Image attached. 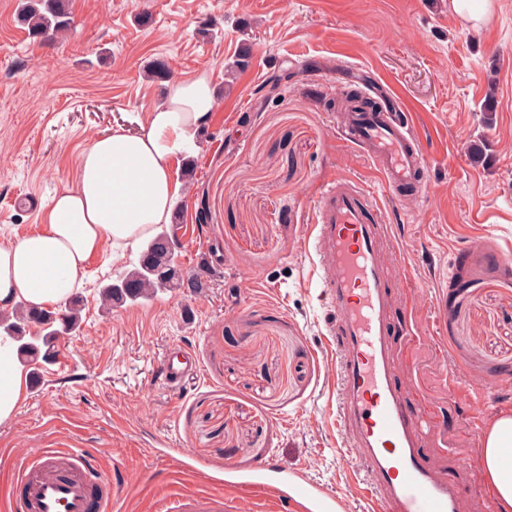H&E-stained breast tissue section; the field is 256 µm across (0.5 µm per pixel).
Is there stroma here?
I'll return each instance as SVG.
<instances>
[{
  "label": "stroma",
  "mask_w": 512,
  "mask_h": 512,
  "mask_svg": "<svg viewBox=\"0 0 512 512\" xmlns=\"http://www.w3.org/2000/svg\"><path fill=\"white\" fill-rule=\"evenodd\" d=\"M18 4L0 0L1 242L40 228L92 138L137 128L172 81L208 72L216 108L194 151L171 160L176 179L194 168L170 226L184 271L208 259L205 288L111 307L102 287L142 247L107 243L90 259L80 331L59 338L0 425V512L20 462L48 448L85 449L118 474L119 512L217 493L224 512H294L272 490L224 486L225 465L247 475L270 458L342 497L343 512H369L336 422L335 350L305 246L312 205L337 176L377 190L403 244L390 341L402 349L408 322L425 336L409 404L440 410L447 427L424 452L484 484L482 434L512 413V278L489 262L512 254V0H491L480 23L448 0H68L71 29L50 42L29 35ZM156 59L168 78L145 77ZM350 92L409 111L423 186L381 192L373 162L336 129ZM180 347L201 363L188 390L159 376Z\"/></svg>",
  "instance_id": "obj_1"
}]
</instances>
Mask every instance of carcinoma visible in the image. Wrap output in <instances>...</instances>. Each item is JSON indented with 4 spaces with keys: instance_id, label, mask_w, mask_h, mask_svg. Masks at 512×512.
I'll return each mask as SVG.
<instances>
[{
    "instance_id": "obj_1",
    "label": "carcinoma",
    "mask_w": 512,
    "mask_h": 512,
    "mask_svg": "<svg viewBox=\"0 0 512 512\" xmlns=\"http://www.w3.org/2000/svg\"><path fill=\"white\" fill-rule=\"evenodd\" d=\"M18 18L31 35L48 40L57 38L71 26L65 0H24ZM167 238L171 240L173 236L165 229L158 231L146 242L138 263L118 282L103 286L101 295L105 303L117 307L140 299L150 300L163 291L182 288L195 291L204 287L199 274L183 277L175 253L158 243ZM30 323L43 325L42 335L28 336L26 326ZM80 325L81 317L74 303L63 314L19 304L13 313L0 315V332L17 338L18 356L29 362L52 360L55 340L77 332Z\"/></svg>"
}]
</instances>
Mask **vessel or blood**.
Instances as JSON below:
<instances>
[{
  "mask_svg": "<svg viewBox=\"0 0 512 512\" xmlns=\"http://www.w3.org/2000/svg\"><path fill=\"white\" fill-rule=\"evenodd\" d=\"M343 140L373 161L390 193L420 184L423 149L403 111L354 100L339 117ZM374 196L350 178L331 179L313 205L307 247L321 270L320 297L336 352V403L342 433L360 463L371 512H461L477 486L442 475L424 456L429 418L406 402L402 382L411 363L399 360L388 341L391 290L404 282L400 245L391 225L372 220ZM161 374L182 388L199 377V363L185 351L164 356ZM14 512H110L121 496L118 479L102 476L78 448L46 449L20 468ZM247 486L276 488L298 512H342L341 498L273 462L259 465ZM181 512H224L223 496L185 498Z\"/></svg>",
  "mask_w": 512,
  "mask_h": 512,
  "instance_id": "1",
  "label": "vessel or blood"
}]
</instances>
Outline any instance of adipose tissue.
I'll return each mask as SVG.
<instances>
[{"instance_id": "obj_1", "label": "adipose tissue", "mask_w": 512, "mask_h": 512, "mask_svg": "<svg viewBox=\"0 0 512 512\" xmlns=\"http://www.w3.org/2000/svg\"><path fill=\"white\" fill-rule=\"evenodd\" d=\"M207 73L173 82L138 133L122 129L95 138L77 175L53 198L42 230L0 243V310L18 302L46 307L81 288L86 264L105 243L135 244L169 223L181 192L170 163L215 110ZM18 343L0 334V424L26 396ZM481 467L498 512H512V415L498 417L482 438Z\"/></svg>"}]
</instances>
